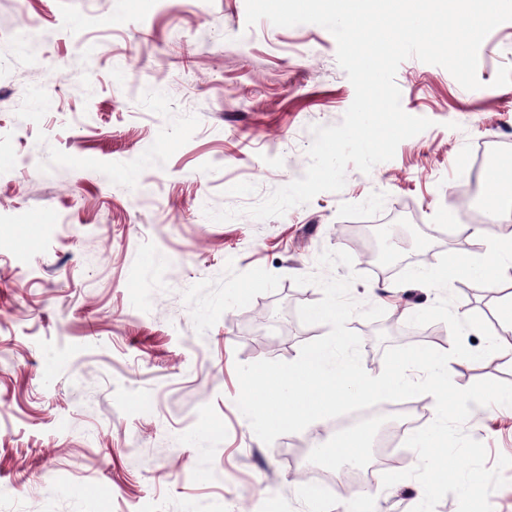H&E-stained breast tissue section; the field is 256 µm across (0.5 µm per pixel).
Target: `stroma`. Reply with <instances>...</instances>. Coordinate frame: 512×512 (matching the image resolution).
I'll return each mask as SVG.
<instances>
[{
	"label": "stroma",
	"instance_id": "35a3bbf8",
	"mask_svg": "<svg viewBox=\"0 0 512 512\" xmlns=\"http://www.w3.org/2000/svg\"><path fill=\"white\" fill-rule=\"evenodd\" d=\"M37 20V46L17 31ZM332 34L246 23V0H0V512H308L291 480L299 448L264 444L236 399L237 364L291 362L329 331L300 323L319 286L357 273L350 294L386 316L440 297L398 286L365 257L361 230L404 231L398 260L431 267L454 245L456 194L480 149L512 161V21L478 52L490 95L443 67L399 66L401 106L432 125L370 173L346 170L283 216L245 209L302 177L316 125L339 124L355 90ZM233 208L217 222L207 210ZM325 250L352 267L319 268ZM455 314H478L504 348L499 298L452 282ZM365 371L387 346L451 348L442 322L380 342L354 316ZM455 385L512 382L496 356L451 363ZM464 430L488 466L512 457V407ZM415 479L383 487L373 512H411Z\"/></svg>",
	"mask_w": 512,
	"mask_h": 512
}]
</instances>
